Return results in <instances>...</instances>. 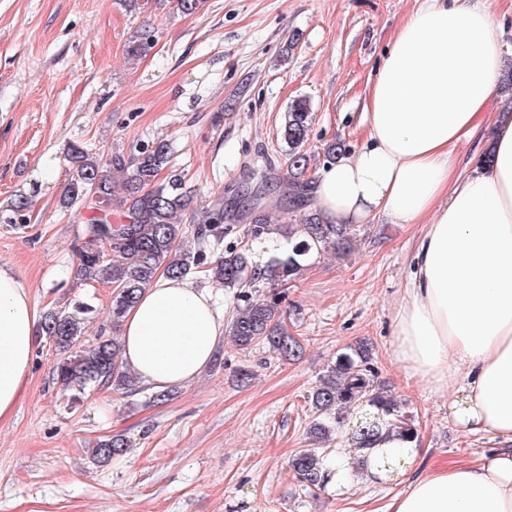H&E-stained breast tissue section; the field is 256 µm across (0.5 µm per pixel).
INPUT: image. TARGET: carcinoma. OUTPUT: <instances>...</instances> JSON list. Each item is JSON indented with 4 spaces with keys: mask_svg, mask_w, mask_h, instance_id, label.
Returning <instances> with one entry per match:
<instances>
[{
    "mask_svg": "<svg viewBox=\"0 0 512 512\" xmlns=\"http://www.w3.org/2000/svg\"><path fill=\"white\" fill-rule=\"evenodd\" d=\"M152 39L143 33L129 41L127 54L140 57L150 48ZM312 112L307 99L294 100L284 114L281 138L288 152V186L285 210L300 213L301 223L288 225V254L264 263L251 260L248 250L224 245L231 225L244 222L246 234L254 239L266 238L282 225L264 207V186L253 189L228 186L202 214H189L194 190L184 177L171 171L159 179L171 162L169 144L161 139L136 153H99L82 143H73L67 160L73 168L61 203L75 207L88 225L86 237L75 247L76 273L84 281L112 285L109 316L117 328L125 314L139 300L141 292L153 281L159 269L174 279L203 273L227 289L273 286L263 297L248 300L236 310L229 325L234 345L251 350L268 347L281 357L295 360L302 354L300 341L288 332L281 306L286 286L305 267L312 254H341L351 248L353 234L348 224H327L311 208L312 181L306 178L309 155L305 151ZM125 175L124 195L120 198L122 218L112 216V173ZM92 189L96 200L85 202V191ZM32 203L19 197L12 203L7 224H25ZM190 223L183 224L184 215ZM102 245L107 254L100 255ZM212 252L215 258L206 259ZM94 309L83 306L73 313L50 310L39 325V334L53 342L60 358L54 365L56 380L76 400L85 390L112 386L124 390L133 385L130 373L121 363V345L100 332L91 344L84 337L90 332V314ZM315 418L308 428L313 447L296 453L288 463L298 481L310 488H321L331 474L329 452L323 445L349 425L348 415L355 406H364L348 442L358 459V466L368 463L365 451L390 435L419 440L412 416L384 386L375 381L371 350L359 340L336 357V365L320 379L309 397ZM128 441L122 434L99 439L90 449L91 459L100 465L127 452Z\"/></svg>",
    "mask_w": 512,
    "mask_h": 512,
    "instance_id": "cac0c4a2",
    "label": "carcinoma"
}]
</instances>
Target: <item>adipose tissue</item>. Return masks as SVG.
Wrapping results in <instances>:
<instances>
[{
    "instance_id": "obj_1",
    "label": "adipose tissue",
    "mask_w": 512,
    "mask_h": 512,
    "mask_svg": "<svg viewBox=\"0 0 512 512\" xmlns=\"http://www.w3.org/2000/svg\"><path fill=\"white\" fill-rule=\"evenodd\" d=\"M490 0H424L387 45L366 91L365 146L324 168L312 205L333 224L383 217L422 227L413 288L395 312V353L452 418L500 448L474 464L414 469L415 443L388 438L368 477L406 490L386 512H512V114L494 108L504 70ZM491 131L492 162L460 171L455 149ZM40 322L29 287L0 266V420L26 389ZM224 320L195 282L159 275L121 327L122 361L162 391L212 361Z\"/></svg>"
}]
</instances>
